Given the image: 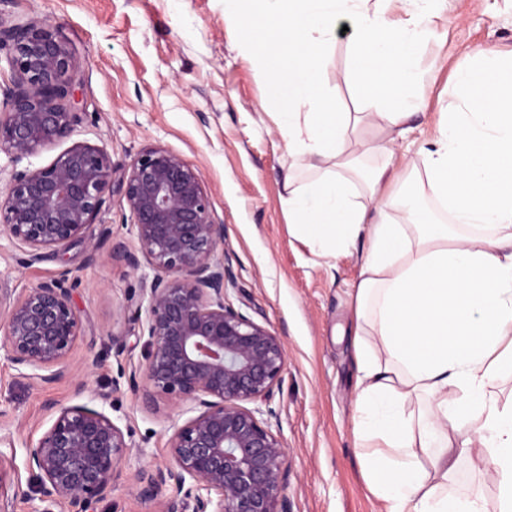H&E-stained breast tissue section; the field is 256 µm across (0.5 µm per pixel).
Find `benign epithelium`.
Returning a JSON list of instances; mask_svg holds the SVG:
<instances>
[{
	"label": "benign epithelium",
	"instance_id": "1",
	"mask_svg": "<svg viewBox=\"0 0 512 512\" xmlns=\"http://www.w3.org/2000/svg\"><path fill=\"white\" fill-rule=\"evenodd\" d=\"M13 74L0 113V152L14 162L70 138L79 113L70 110L80 80L75 54L60 26L47 19L5 26L0 51ZM103 150L75 143L43 168L15 170L0 197V226L27 255L47 261L92 233L113 187L123 194L138 247L117 250L134 271L153 272L144 282L149 395L195 415L168 439L172 464L143 470L139 494L153 499L170 482L192 512H288L283 494L286 448L249 402H266L285 369L275 333L225 300L224 261L217 257L224 225L209 195L180 155L148 148L119 179ZM68 273L0 295L7 318L0 352L42 384L74 370L72 352L81 322L71 304ZM129 444L110 417L85 405L60 409L52 425L27 448L28 464L43 497L62 512H95L112 494Z\"/></svg>",
	"mask_w": 512,
	"mask_h": 512
}]
</instances>
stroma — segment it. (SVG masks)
Segmentation results:
<instances>
[{
	"label": "stroma",
	"instance_id": "obj_1",
	"mask_svg": "<svg viewBox=\"0 0 512 512\" xmlns=\"http://www.w3.org/2000/svg\"><path fill=\"white\" fill-rule=\"evenodd\" d=\"M46 18L61 25L75 53L81 83L75 88L80 121L71 142L103 149L116 173L142 150L161 146L200 175L215 219L224 226L218 256L231 273L226 301L280 336L286 350L282 383L271 406L272 432L287 450L284 494L289 512H385L368 489L352 417L359 366L355 354L356 288L360 257L318 256L288 222L282 203L293 163L270 117L266 74L238 48V31L224 21V0H0V20L22 24ZM431 39L420 51L426 81L422 111L396 146L395 162L409 189L436 200L423 171L421 148L434 139L456 72L475 47L512 50V0H440L430 17ZM353 31L337 35L325 74L338 85L343 112H367L353 64ZM121 192L107 197L101 221L112 236L98 252L81 240L53 259L29 264L0 234V285L22 291L70 274L72 304L82 323L73 362L75 380L51 385L20 374L0 357V455L8 460L0 479V512H37L42 494L27 448L53 423L60 408L84 404L112 418L129 449L112 494L97 512H166L181 508L173 484L157 499L140 497L138 471L170 463L167 441L189 414L157 396L146 400L142 374L147 337L142 331V272L131 270L113 248L133 249ZM453 487L480 488L490 512L497 508L491 468L459 456Z\"/></svg>",
	"mask_w": 512,
	"mask_h": 512
}]
</instances>
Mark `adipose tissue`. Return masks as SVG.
<instances>
[{"label": "adipose tissue", "instance_id": "obj_1", "mask_svg": "<svg viewBox=\"0 0 512 512\" xmlns=\"http://www.w3.org/2000/svg\"><path fill=\"white\" fill-rule=\"evenodd\" d=\"M430 2L383 0L373 10L368 0H224V17L246 21L240 48L266 70L288 150L313 174L288 187L291 224L322 256L367 240L356 297L372 335L357 344L353 414L365 477L387 512H487L480 492L448 485L455 456L466 454L494 466L500 512H512V402L489 391L512 372V50H470L454 78L458 104L422 151L449 223L417 195L387 193L405 180L392 142H346L354 123L403 136L421 110ZM394 6L413 14L411 26L388 19ZM341 21L356 33L364 96L392 111H338L324 74ZM373 153L380 162L362 169Z\"/></svg>", "mask_w": 512, "mask_h": 512}]
</instances>
